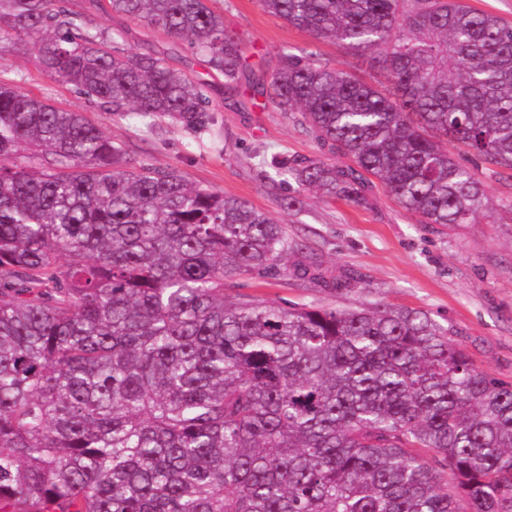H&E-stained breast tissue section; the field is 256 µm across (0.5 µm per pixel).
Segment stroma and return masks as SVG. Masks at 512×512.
<instances>
[{
	"label": "stroma",
	"mask_w": 512,
	"mask_h": 512,
	"mask_svg": "<svg viewBox=\"0 0 512 512\" xmlns=\"http://www.w3.org/2000/svg\"><path fill=\"white\" fill-rule=\"evenodd\" d=\"M67 4L85 7L92 24L122 33L128 48L152 50L172 65L205 75V67L193 62L191 51L181 42L103 14L91 7L90 0H67ZM213 7L223 12L225 28L240 39L255 72L274 67L286 48L366 81L378 79L367 56L312 38L265 12L257 0H215ZM1 80L14 83L19 91L48 97L58 107L84 113L121 140L133 158L175 169L193 183L269 212L284 224L289 243L310 248L324 273L318 280L295 272L296 256L290 253L282 262L283 273L242 277L238 287L226 289L229 299L254 296L278 304L337 307L393 304L425 311L451 328L454 339L467 347L484 371L512 380V210L502 205L512 196V172H493L465 157V165L484 183L488 197L487 210L470 224L419 223L377 183L368 187L364 205L311 192L301 210L287 211L258 177L259 163L282 158L333 162L337 156L318 143L297 113L252 105L239 110L230 105L224 99L223 76H213L210 91L221 130L217 142L168 117L149 129L134 113L103 111L58 84L31 54L1 56ZM327 278H345L349 285L337 292L324 286Z\"/></svg>",
	"instance_id": "35a3bbf8"
}]
</instances>
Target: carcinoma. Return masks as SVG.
Segmentation results:
<instances>
[{
  "label": "carcinoma",
  "mask_w": 512,
  "mask_h": 512,
  "mask_svg": "<svg viewBox=\"0 0 512 512\" xmlns=\"http://www.w3.org/2000/svg\"><path fill=\"white\" fill-rule=\"evenodd\" d=\"M94 2L228 90L249 68L213 0ZM258 2L389 83L288 50L252 80L352 159L272 162L283 207L361 205L376 180L422 224L485 209L453 150L512 171V24L461 0ZM20 46L106 110L215 125L207 80L64 0H0V51ZM286 254L269 213L1 81L0 512H512V383L422 311L224 299ZM66 5L72 8L84 6L88 19L93 25L105 28L111 34L121 32L123 35V43L133 51L150 49L172 65L184 68L185 63H188L190 65L189 68H187L189 72L209 78L206 75L207 71L205 67L193 61L192 57L195 58L196 56L192 55L191 51L181 42L175 41L163 33L134 25L123 17L105 15L94 8L89 0H68Z\"/></svg>",
  "instance_id": "1"
}]
</instances>
